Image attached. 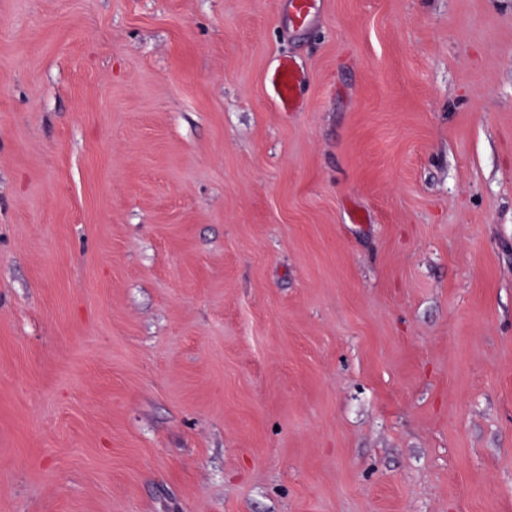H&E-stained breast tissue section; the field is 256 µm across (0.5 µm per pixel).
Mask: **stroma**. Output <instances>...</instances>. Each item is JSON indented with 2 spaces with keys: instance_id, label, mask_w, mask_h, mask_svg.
Masks as SVG:
<instances>
[{
  "instance_id": "stroma-1",
  "label": "stroma",
  "mask_w": 512,
  "mask_h": 512,
  "mask_svg": "<svg viewBox=\"0 0 512 512\" xmlns=\"http://www.w3.org/2000/svg\"><path fill=\"white\" fill-rule=\"evenodd\" d=\"M0 512H512V0H0ZM274 83L278 89L280 103L285 109L295 105V88L298 76L288 61H283L274 75Z\"/></svg>"
}]
</instances>
